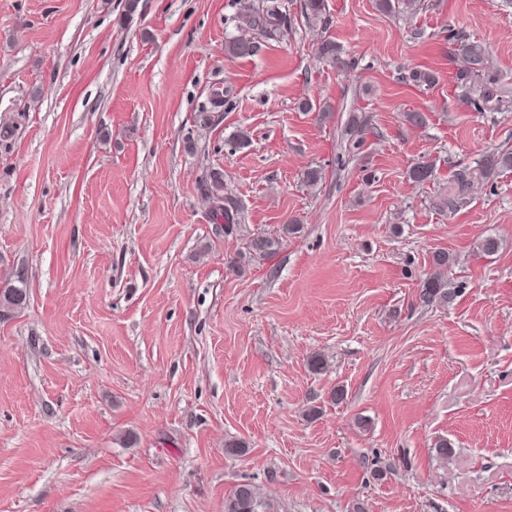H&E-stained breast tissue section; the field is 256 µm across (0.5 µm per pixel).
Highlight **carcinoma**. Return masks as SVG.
I'll use <instances>...</instances> for the list:
<instances>
[{
	"label": "carcinoma",
	"mask_w": 512,
	"mask_h": 512,
	"mask_svg": "<svg viewBox=\"0 0 512 512\" xmlns=\"http://www.w3.org/2000/svg\"><path fill=\"white\" fill-rule=\"evenodd\" d=\"M379 8L388 13L404 11L416 13L423 6L421 0H378ZM303 12L307 19L322 21L326 14L325 0H303ZM287 22V12L282 0H262L261 8L241 17L242 34L225 41V52L231 56L245 57L255 49V42L249 33L262 32L272 36ZM318 56L337 67H347L349 62L342 57L336 42L325 39L320 42ZM454 54L465 62V67L457 72V80L465 83L469 105L476 112L491 110V102L497 98L493 88L495 79L488 74V54L478 42L460 36L454 38ZM512 172V151H494L483 156L473 168H465L455 173L452 188L448 195L440 198V206L453 212L469 199L475 190L485 186L500 176ZM436 161L422 157L407 171L408 178L419 184L437 180ZM204 194L212 201L214 216L224 221V235L237 231V210L230 199L224 197L223 175L212 171L202 183ZM280 236L257 235L248 240L246 249L251 258H267L276 254L283 245L284 237L301 231L298 224H286ZM454 291L448 282L438 275L423 281L420 298L426 304L445 305L453 300ZM28 301L27 276L21 269L11 272L0 284V317H7L24 309ZM262 499L259 489L251 483L239 484L224 500V512H259Z\"/></svg>",
	"instance_id": "cac0c4a2"
}]
</instances>
